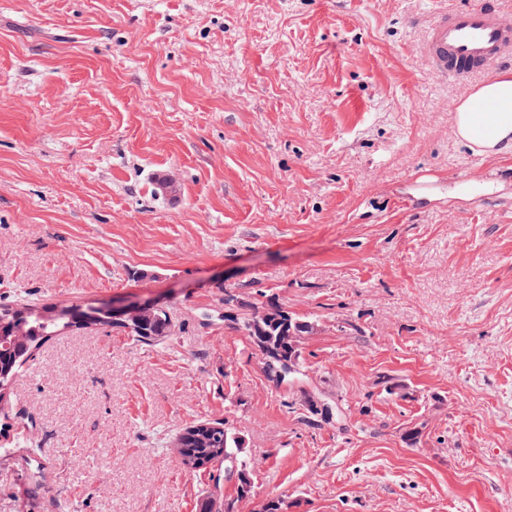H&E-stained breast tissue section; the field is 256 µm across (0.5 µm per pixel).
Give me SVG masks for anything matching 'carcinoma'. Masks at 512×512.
Here are the masks:
<instances>
[{
    "label": "carcinoma",
    "mask_w": 512,
    "mask_h": 512,
    "mask_svg": "<svg viewBox=\"0 0 512 512\" xmlns=\"http://www.w3.org/2000/svg\"><path fill=\"white\" fill-rule=\"evenodd\" d=\"M284 308L275 303L258 306L238 323L259 351L267 378L279 386L283 382L303 376L299 348L300 338L313 331L312 321L293 314H283ZM92 326L118 328L143 344L160 342L170 336L172 321L166 308L155 309L140 321L117 322L110 315H101L88 323H73L69 317L57 314L53 306L33 308L27 304L0 307V391L14 379L22 376L25 367L34 360L40 345L64 329H83ZM183 447L177 449L180 465L197 470L208 463L224 471L225 460L232 458L237 465V498L251 495L250 463L240 451L241 441L222 423L195 424L185 429L180 437ZM199 512H233V503L207 497L199 504Z\"/></svg>",
    "instance_id": "cac0c4a2"
}]
</instances>
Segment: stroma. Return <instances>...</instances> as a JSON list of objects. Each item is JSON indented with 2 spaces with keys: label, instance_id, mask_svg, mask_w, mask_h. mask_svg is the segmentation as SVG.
<instances>
[{
  "label": "stroma",
  "instance_id": "1",
  "mask_svg": "<svg viewBox=\"0 0 512 512\" xmlns=\"http://www.w3.org/2000/svg\"><path fill=\"white\" fill-rule=\"evenodd\" d=\"M476 2L0 0V306L161 298L175 326L43 345L0 400V512L36 475L30 512H512V153L454 137L472 88L421 56ZM264 301L314 322L299 382L233 327ZM224 420L241 501L175 458Z\"/></svg>",
  "mask_w": 512,
  "mask_h": 512
}]
</instances>
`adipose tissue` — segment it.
Returning <instances> with one entry per match:
<instances>
[{
  "mask_svg": "<svg viewBox=\"0 0 512 512\" xmlns=\"http://www.w3.org/2000/svg\"><path fill=\"white\" fill-rule=\"evenodd\" d=\"M486 100L493 102L494 112H480ZM453 133L481 154L500 155L512 150V71L498 74L458 105Z\"/></svg>",
  "mask_w": 512,
  "mask_h": 512,
  "instance_id": "adipose-tissue-1",
  "label": "adipose tissue"
}]
</instances>
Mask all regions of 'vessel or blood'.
Returning a JSON list of instances; mask_svg holds the SVG:
<instances>
[{
    "mask_svg": "<svg viewBox=\"0 0 512 512\" xmlns=\"http://www.w3.org/2000/svg\"><path fill=\"white\" fill-rule=\"evenodd\" d=\"M428 70L466 81L512 65V9L506 0H478L438 11L422 47Z\"/></svg>",
    "mask_w": 512,
    "mask_h": 512,
    "instance_id": "obj_1",
    "label": "vessel or blood"
}]
</instances>
